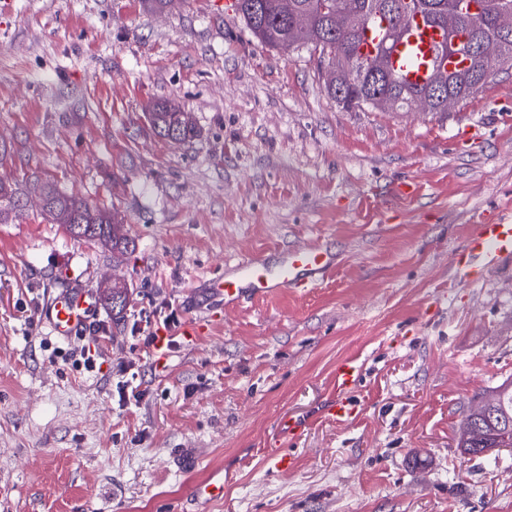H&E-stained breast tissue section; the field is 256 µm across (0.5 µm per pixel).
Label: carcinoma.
Returning a JSON list of instances; mask_svg holds the SVG:
<instances>
[{"mask_svg":"<svg viewBox=\"0 0 512 512\" xmlns=\"http://www.w3.org/2000/svg\"><path fill=\"white\" fill-rule=\"evenodd\" d=\"M320 0H293L296 10L307 18L297 26L293 16L284 15L279 0H236L238 12L250 31L262 43L274 48L310 47L320 53L335 74L334 84H325L327 94L344 108L407 112L415 109L416 100L429 84L411 85L391 69L389 56L393 45L404 34L409 17L402 0H331V11L319 9ZM461 0H416L414 8L431 24L448 29V43L443 51L457 56L459 66L452 71L440 69L434 79L443 89L465 99L482 86L484 74L495 75L512 70V36L502 42L500 54L486 58L467 49L471 41L468 21L459 10ZM483 28L493 32L495 16L500 10L512 11V0H477ZM346 21L359 15L372 22L385 23L384 33L370 56L361 47L368 25L348 26L341 44H336V13ZM150 122L162 138L176 137L184 142L196 134L188 112L169 100L150 107ZM33 192L44 202L42 212L53 224H59L74 237L112 249V259H124L135 250V241L124 229L122 219L104 208L92 206L82 198L60 191L49 183H37ZM26 194L0 180V224H11L26 206ZM106 304L120 313L128 303L126 284L115 282L102 288ZM494 404L486 413L473 419L474 428L458 436L457 447L471 456H481L502 447L501 437L512 434V381L498 386Z\"/></svg>","mask_w":512,"mask_h":512,"instance_id":"obj_1","label":"carcinoma"}]
</instances>
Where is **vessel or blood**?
Here are the masks:
<instances>
[{
    "label": "vessel or blood",
    "instance_id": "vessel-or-blood-1",
    "mask_svg": "<svg viewBox=\"0 0 512 512\" xmlns=\"http://www.w3.org/2000/svg\"><path fill=\"white\" fill-rule=\"evenodd\" d=\"M441 31L425 26L420 19L410 21V30L390 54V64L410 83H423L434 74L437 49L442 44ZM512 256V224H480L453 264L462 281L481 278L486 265ZM336 259L327 251L302 247L287 250L273 266L254 258L237 261L233 271L212 282L211 287L225 305H237L257 297L274 294L283 288H312L329 276ZM96 307L94 295L84 288H70L56 294L48 303V322L53 333L68 338L86 323ZM358 377L354 360L339 361L335 368L336 398L327 408L328 415L339 423L350 422L357 408L348 397Z\"/></svg>",
    "mask_w": 512,
    "mask_h": 512
}]
</instances>
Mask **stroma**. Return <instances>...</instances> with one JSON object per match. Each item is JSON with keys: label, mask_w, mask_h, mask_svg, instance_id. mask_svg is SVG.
<instances>
[{"label": "stroma", "mask_w": 512, "mask_h": 512, "mask_svg": "<svg viewBox=\"0 0 512 512\" xmlns=\"http://www.w3.org/2000/svg\"><path fill=\"white\" fill-rule=\"evenodd\" d=\"M164 99L193 139L152 130ZM1 179L116 212L136 250L113 265L33 204L0 224V512H512V449L456 446L474 400L512 381V264L466 283L452 263L476 225L512 222V73L449 112L347 110L317 52L261 44L227 0H11ZM307 245L338 261L317 287L229 309L207 287ZM115 275L122 313L100 300L52 333L54 293ZM173 311L155 349L135 325ZM84 347L99 370L76 367ZM350 357L359 414L341 425L322 410ZM129 376L144 396L123 404ZM286 416L306 430L281 435ZM215 471L223 499L194 500Z\"/></svg>", "instance_id": "obj_1"}]
</instances>
